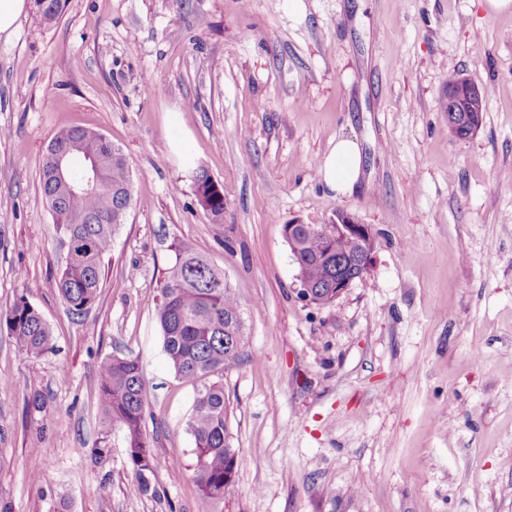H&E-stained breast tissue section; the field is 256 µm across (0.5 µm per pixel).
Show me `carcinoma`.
Wrapping results in <instances>:
<instances>
[{"mask_svg": "<svg viewBox=\"0 0 512 512\" xmlns=\"http://www.w3.org/2000/svg\"><path fill=\"white\" fill-rule=\"evenodd\" d=\"M63 8L64 0H43L34 11L41 21L52 23ZM59 154L65 156L64 182L56 175ZM41 185L43 201L71 251V260L57 274L56 286L69 310L80 315L99 298L102 259L132 206L128 164L121 150L100 134L72 127L60 131L49 146ZM195 196L213 221L224 219V186L211 183L205 172L197 176ZM288 245L307 264L313 287L321 290L320 305L332 304L328 288L336 277V255L349 251L350 244L330 239L335 254L326 259L317 236L299 232L288 238ZM174 253L156 317L175 374L205 381L195 397L189 428L195 441V483L203 495L215 497L224 494V471L237 454L230 443L223 374L240 358L243 336L237 337L233 347L224 344L228 333L241 330L239 306L224 283L223 271L186 244L176 245ZM5 324L25 355L39 357L51 349V329L25 297L13 302ZM97 388L103 422L123 431L138 491L147 494L155 459L144 432L147 391L138 361L118 356L105 361L97 373Z\"/></svg>", "mask_w": 512, "mask_h": 512, "instance_id": "obj_1", "label": "carcinoma"}]
</instances>
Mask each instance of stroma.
I'll use <instances>...</instances> for the list:
<instances>
[{
  "mask_svg": "<svg viewBox=\"0 0 512 512\" xmlns=\"http://www.w3.org/2000/svg\"><path fill=\"white\" fill-rule=\"evenodd\" d=\"M452 73L488 90L467 140L448 130ZM71 126L120 148L133 196L80 316L56 288L67 249L40 180ZM1 129L0 316L26 296L52 348L28 357L0 327V505L512 512V13L483 0H67L56 23L31 12L0 41ZM343 137L362 174L341 195L317 172ZM202 170L224 186L222 223L196 200ZM340 210L376 232L371 274L305 304L284 227ZM178 242L223 270L242 319L224 373L237 473L217 497L193 478L199 385L175 375L155 315ZM115 355L138 360L147 389V495L98 404Z\"/></svg>",
  "mask_w": 512,
  "mask_h": 512,
  "instance_id": "1",
  "label": "stroma"
}]
</instances>
